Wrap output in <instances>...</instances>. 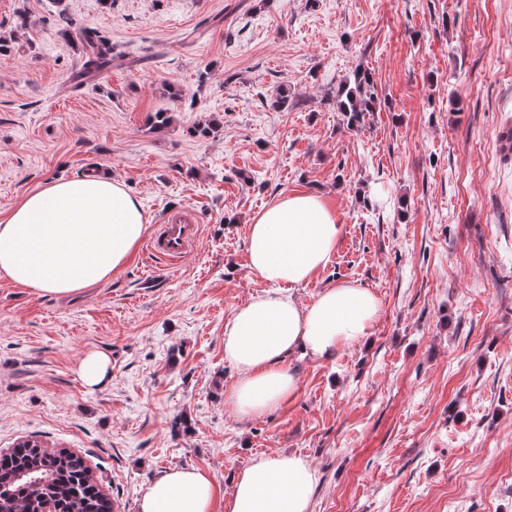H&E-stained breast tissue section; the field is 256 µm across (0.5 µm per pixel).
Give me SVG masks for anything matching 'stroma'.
Listing matches in <instances>:
<instances>
[{
    "mask_svg": "<svg viewBox=\"0 0 512 512\" xmlns=\"http://www.w3.org/2000/svg\"><path fill=\"white\" fill-rule=\"evenodd\" d=\"M79 26L113 46L80 83ZM0 37V220L92 170L146 235L176 206L198 224L182 261L140 246L73 296L0 279V450L74 452L114 512L172 468L230 492L262 452L309 461L314 512H512V0H0ZM357 69L377 102L351 126L337 91ZM291 192L345 227L298 299L346 281L381 308L362 342L290 358L296 395L244 422L224 325L268 288L251 217ZM92 351L112 365L100 389L77 371Z\"/></svg>",
    "mask_w": 512,
    "mask_h": 512,
    "instance_id": "stroma-1",
    "label": "stroma"
}]
</instances>
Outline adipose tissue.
I'll list each match as a JSON object with an SVG mask.
<instances>
[{"label": "adipose tissue", "instance_id": "obj_1", "mask_svg": "<svg viewBox=\"0 0 512 512\" xmlns=\"http://www.w3.org/2000/svg\"><path fill=\"white\" fill-rule=\"evenodd\" d=\"M145 229L140 203L119 181L57 179L0 223V278L40 293L76 294L118 271ZM342 234L332 209L311 193L283 195L249 224L248 265L268 288L224 325V358L237 371L224 396L240 419L295 396L292 355L323 360L368 335L380 308L371 290L339 282L308 304L293 294L330 264ZM232 482L223 498L206 472L171 469L147 486L140 512H313L318 478L301 455H256Z\"/></svg>", "mask_w": 512, "mask_h": 512}]
</instances>
